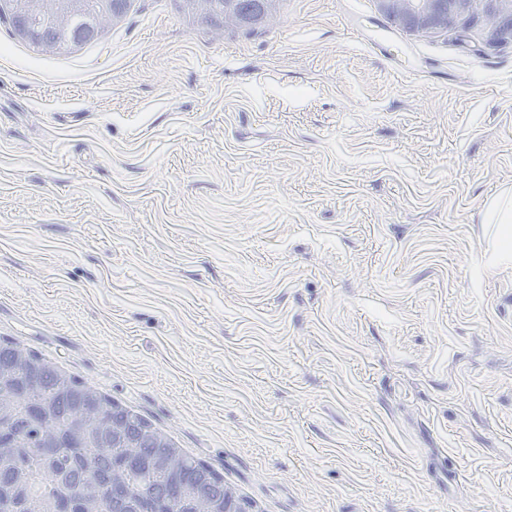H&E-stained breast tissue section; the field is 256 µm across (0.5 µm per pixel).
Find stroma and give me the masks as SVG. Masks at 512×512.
Returning <instances> with one entry per match:
<instances>
[{
  "label": "stroma",
  "instance_id": "stroma-1",
  "mask_svg": "<svg viewBox=\"0 0 512 512\" xmlns=\"http://www.w3.org/2000/svg\"><path fill=\"white\" fill-rule=\"evenodd\" d=\"M461 21L134 0L61 55L0 21V341L257 512H512V47ZM179 8L193 18L191 7L194 12L202 16L205 7L201 0H180ZM191 1V5L188 3ZM208 18L205 22H196L198 26L206 28L224 29L225 25H238L243 22L244 16L237 8L238 0H208ZM486 223L503 224L502 238L495 261L499 264L512 265V189L505 188L488 205Z\"/></svg>",
  "mask_w": 512,
  "mask_h": 512
}]
</instances>
